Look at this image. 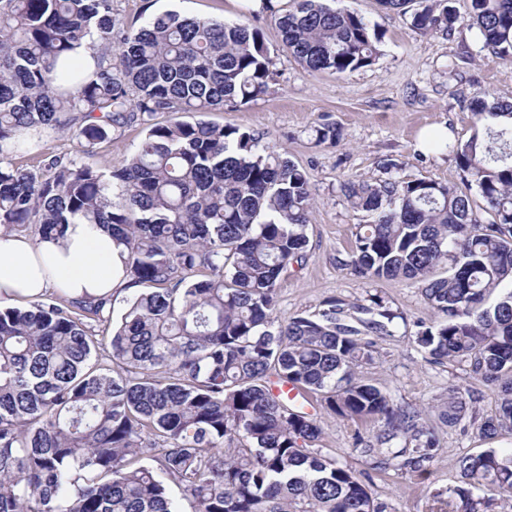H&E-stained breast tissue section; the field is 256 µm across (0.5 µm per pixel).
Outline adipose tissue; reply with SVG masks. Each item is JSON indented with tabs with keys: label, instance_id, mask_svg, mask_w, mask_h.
<instances>
[{
	"label": "adipose tissue",
	"instance_id": "ef3b65f1",
	"mask_svg": "<svg viewBox=\"0 0 512 512\" xmlns=\"http://www.w3.org/2000/svg\"><path fill=\"white\" fill-rule=\"evenodd\" d=\"M112 237L76 220L57 240L0 234V308L60 290L68 297H101L126 287Z\"/></svg>",
	"mask_w": 512,
	"mask_h": 512
}]
</instances>
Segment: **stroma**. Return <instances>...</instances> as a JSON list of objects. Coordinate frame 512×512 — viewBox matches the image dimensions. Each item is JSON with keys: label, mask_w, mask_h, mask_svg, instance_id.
Instances as JSON below:
<instances>
[{"label": "stroma", "mask_w": 512, "mask_h": 512, "mask_svg": "<svg viewBox=\"0 0 512 512\" xmlns=\"http://www.w3.org/2000/svg\"><path fill=\"white\" fill-rule=\"evenodd\" d=\"M332 7L354 9L382 33L376 62L344 76L307 70L281 49V37L269 14L253 18L273 54L274 76L269 91L248 104L206 113V120L236 125L260 135L263 144L302 166L314 193L304 265L279 283L276 322L299 314H314L327 301H338L341 317L355 324L359 308L371 295L406 318L393 335L375 337L373 359L359 375L388 391L395 404L424 412L435 425L439 447L421 473L401 468L399 460L383 469L372 466L361 441H375L378 427L355 422L329 411L319 419L321 436L315 446L359 473L372 496L387 512H428L435 491L456 484L460 457L480 452L483 419L494 412L497 397L469 369L455 362H431L415 337L430 311L417 283L392 279L369 283L345 267L355 248L364 213L352 209L340 193L344 180L385 179V160H395L407 180L425 179L464 186L465 175L448 152L419 150L421 135L449 128L453 139L467 140L473 132L467 101L476 92L512 101V63L484 47L477 29L456 25L450 34H429L413 28L409 17L384 9L379 0H329ZM244 0H114L126 22L141 26L149 18L174 11L184 17L236 22ZM333 124L342 131L337 144H319L313 129ZM141 125L122 136L94 145L45 131L8 156L13 165L34 155L68 153L93 166L118 164L135 154L143 139ZM457 388L470 406L456 426L437 421L436 408Z\"/></svg>", "instance_id": "1"}]
</instances>
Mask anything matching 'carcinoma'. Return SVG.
Returning a JSON list of instances; mask_svg holds the SVG:
<instances>
[{
    "mask_svg": "<svg viewBox=\"0 0 512 512\" xmlns=\"http://www.w3.org/2000/svg\"><path fill=\"white\" fill-rule=\"evenodd\" d=\"M380 2L425 32L466 21L512 61V0H469L465 18L448 0ZM263 9L311 71L342 76L379 55L369 21L328 0ZM83 47L96 54L88 74L65 64ZM272 66L246 21L169 12L131 31L113 0H0V158L43 130L94 144L146 126L108 175L68 154L0 165L1 232L45 240L75 218L100 224L135 287L118 325L110 295L54 290L0 309V512H182V500L193 512H386L354 470L313 449L318 413L273 392L288 383L324 410L377 421L402 467L434 458L419 412L357 377L374 343L336 303L275 325L279 281L307 258L305 171L237 126L182 119L265 95ZM468 109L467 140L430 145L454 155L475 194L400 176L343 183L368 222L340 264L420 284L435 321L418 345L498 387L480 426L491 440L512 433V101L480 92ZM159 112L167 119L152 122ZM314 133L319 144L341 136L333 124ZM370 302L378 319L365 327L392 335L399 314ZM465 407L451 389L440 418L456 425ZM458 469L429 512L512 503V449L465 455Z\"/></svg>",
    "mask_w": 512,
    "mask_h": 512,
    "instance_id": "carcinoma-1",
    "label": "carcinoma"
}]
</instances>
